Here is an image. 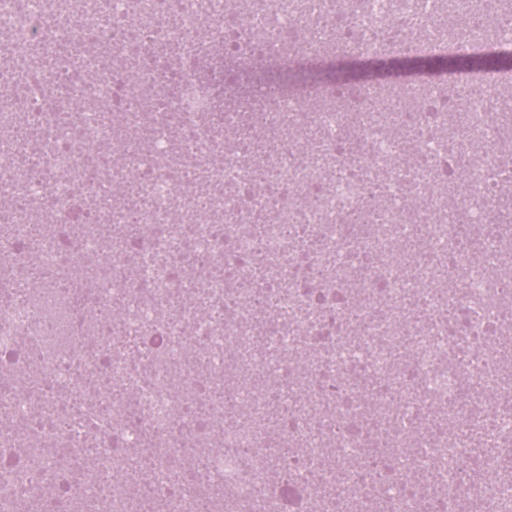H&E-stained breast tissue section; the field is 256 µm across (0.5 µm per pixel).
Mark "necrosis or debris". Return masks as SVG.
<instances>
[{
	"label": "necrosis or debris",
	"instance_id": "necrosis-or-debris-1",
	"mask_svg": "<svg viewBox=\"0 0 512 512\" xmlns=\"http://www.w3.org/2000/svg\"><path fill=\"white\" fill-rule=\"evenodd\" d=\"M473 17L0 0V512H512V84L268 80Z\"/></svg>",
	"mask_w": 512,
	"mask_h": 512
}]
</instances>
